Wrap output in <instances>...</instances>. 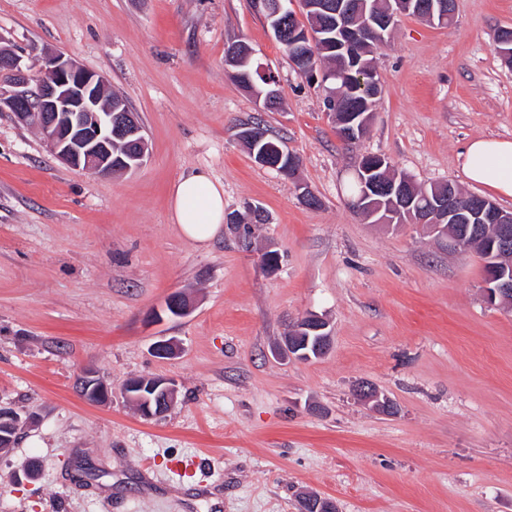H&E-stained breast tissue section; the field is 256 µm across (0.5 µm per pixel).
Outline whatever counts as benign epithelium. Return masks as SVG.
Masks as SVG:
<instances>
[{
    "label": "benign epithelium",
    "instance_id": "obj_1",
    "mask_svg": "<svg viewBox=\"0 0 512 512\" xmlns=\"http://www.w3.org/2000/svg\"><path fill=\"white\" fill-rule=\"evenodd\" d=\"M261 16L271 19L280 15L288 4L283 0H252ZM395 8L373 11L369 20L350 21L341 0L336 2V46L341 52L338 72L349 75L357 54L372 40L376 43L391 32L396 17L418 9L416 0H385ZM8 43L0 34V112L11 113L15 120L36 129L42 136L49 153L67 167L95 176H110L131 166L112 165V138L136 140L139 152L134 167L143 164L146 157L145 138L134 113L123 103H103L108 89L107 79L86 69L60 52H47L32 60L23 53L4 47ZM373 120L371 113H354L338 122V137L347 144H356L364 128ZM355 169L367 174L381 169L390 170V163L380 154L361 156ZM374 192L388 195L389 205L381 224H390L406 215L415 224L425 225L442 239L448 238L450 224L498 225L497 249L512 251V212L501 209L494 201L481 197H462L456 194L437 195L421 200L412 194L407 180L381 183L373 180L363 185L361 194L352 201L355 208L373 217L381 212L368 203ZM452 246L469 251L481 248V239L474 231L455 235ZM486 293L489 300L512 295V272H499L488 280ZM316 332L323 345L330 342L328 323L311 314L290 326L288 333L301 336ZM83 396L92 403L110 399L109 387L88 371L82 377ZM126 394L147 418L161 417L170 408L177 394L174 381L161 377H139L130 380ZM22 418L12 408L0 406V444L8 447L13 442L9 432L19 427Z\"/></svg>",
    "mask_w": 512,
    "mask_h": 512
}]
</instances>
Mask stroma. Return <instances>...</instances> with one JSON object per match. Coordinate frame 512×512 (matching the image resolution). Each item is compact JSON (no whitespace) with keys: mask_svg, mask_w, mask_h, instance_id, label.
I'll list each match as a JSON object with an SVG mask.
<instances>
[{"mask_svg":"<svg viewBox=\"0 0 512 512\" xmlns=\"http://www.w3.org/2000/svg\"><path fill=\"white\" fill-rule=\"evenodd\" d=\"M503 27L512 0H456L443 27L401 17L377 53L371 129L347 145L250 0H0L15 47L104 74L148 143L141 168L97 178L0 112V405L32 417L0 451V512H298L303 492L338 512H512V304L488 301L477 254L368 223L347 190L373 153L419 184L487 196L460 153L512 139ZM236 40L279 82L280 109L225 72ZM252 121L299 157L295 178L254 162L238 137ZM198 168L225 211L263 207L250 244L227 224L203 246L182 235L170 189ZM175 292L185 316L164 309ZM309 314L329 321V351L278 355ZM168 338L178 355L154 357ZM88 369L107 403L78 392ZM143 375L176 383L164 417L123 397ZM362 381L396 414L359 401Z\"/></svg>","mask_w":512,"mask_h":512,"instance_id":"stroma-1","label":"stroma"}]
</instances>
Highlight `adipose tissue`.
Here are the masks:
<instances>
[{"mask_svg":"<svg viewBox=\"0 0 512 512\" xmlns=\"http://www.w3.org/2000/svg\"><path fill=\"white\" fill-rule=\"evenodd\" d=\"M462 169L470 183L512 197V140H471L462 153ZM172 218L189 240L213 239L224 222V189L203 170L181 175L172 189Z\"/></svg>","mask_w":512,"mask_h":512,"instance_id":"1","label":"adipose tissue"}]
</instances>
